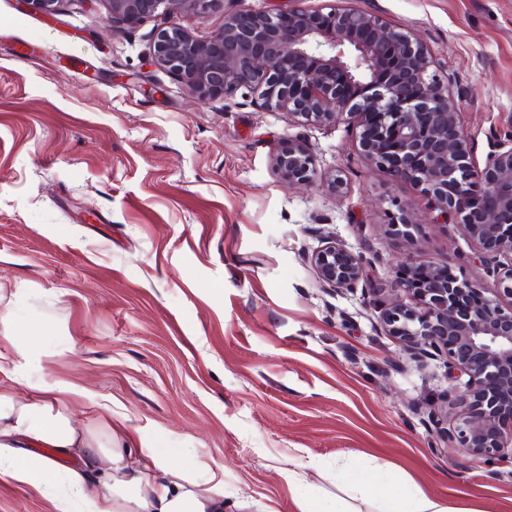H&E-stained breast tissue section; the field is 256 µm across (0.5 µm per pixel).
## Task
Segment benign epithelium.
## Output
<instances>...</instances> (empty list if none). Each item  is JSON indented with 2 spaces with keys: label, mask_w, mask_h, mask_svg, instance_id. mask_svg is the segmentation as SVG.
<instances>
[{
  "label": "benign epithelium",
  "mask_w": 512,
  "mask_h": 512,
  "mask_svg": "<svg viewBox=\"0 0 512 512\" xmlns=\"http://www.w3.org/2000/svg\"><path fill=\"white\" fill-rule=\"evenodd\" d=\"M107 2L112 23L134 26L160 9L204 14L216 0ZM151 59L193 99H228L246 89L261 107L307 123H356L365 157L433 201L432 223L460 219L497 296H485L482 283L446 264L410 260L387 289L395 300L380 319L413 358L446 357L453 413L435 419L437 438L476 462L512 459V146L491 151L481 169L473 164L460 112L422 42L351 8L240 9L225 14L224 28L207 39L179 23L160 29ZM274 164L290 186L319 176L312 155L294 143L276 150ZM415 224L403 211L390 226L408 242ZM309 261L332 288L354 289L363 278V256L336 239L323 241ZM502 296L511 303L503 305Z\"/></svg>",
  "instance_id": "benign-epithelium-1"
}]
</instances>
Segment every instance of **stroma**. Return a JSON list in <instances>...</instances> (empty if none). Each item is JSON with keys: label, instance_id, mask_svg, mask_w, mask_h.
Masks as SVG:
<instances>
[{"label": "stroma", "instance_id": "obj_1", "mask_svg": "<svg viewBox=\"0 0 512 512\" xmlns=\"http://www.w3.org/2000/svg\"><path fill=\"white\" fill-rule=\"evenodd\" d=\"M295 3L411 29L474 163L512 143V0H218L134 27L106 0L50 15L0 0V389L34 402L88 383L76 424L101 426L106 403L129 448L223 466L226 512H297L284 471L327 490L352 451L391 462L390 482L512 512V461L491 478L435 441L443 358L413 360L379 319L409 259L493 288L461 226L431 223L428 197L372 166L355 123H303L245 90L199 102L151 61L172 23L207 38L229 12ZM289 140L341 188L289 186L273 165ZM401 206L421 221L411 246L388 230ZM328 237L363 255L358 288L317 278L308 258ZM0 512L56 508L0 473Z\"/></svg>", "mask_w": 512, "mask_h": 512}]
</instances>
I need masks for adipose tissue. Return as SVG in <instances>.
<instances>
[{
  "label": "adipose tissue",
  "mask_w": 512,
  "mask_h": 512,
  "mask_svg": "<svg viewBox=\"0 0 512 512\" xmlns=\"http://www.w3.org/2000/svg\"><path fill=\"white\" fill-rule=\"evenodd\" d=\"M92 396L89 386L71 385L35 404L18 398L14 391L0 390V472L52 493L57 512H72L78 500L85 512H224L223 466L188 468L150 448L135 456L118 446L109 428L97 435L79 432L67 404ZM21 439L78 453L86 467L60 472L50 459L19 452L16 444ZM285 476L297 491L299 512H357L338 495L309 491L297 470H288ZM370 493L379 512H481L470 506V496L463 491L449 502L416 485L383 483L371 487Z\"/></svg>",
  "instance_id": "obj_1"
}]
</instances>
